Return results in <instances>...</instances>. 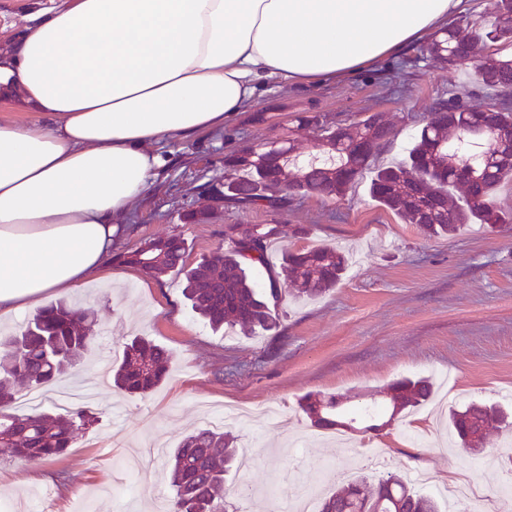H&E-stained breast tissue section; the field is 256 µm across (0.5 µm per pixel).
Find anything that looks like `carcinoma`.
Here are the masks:
<instances>
[{
    "label": "carcinoma",
    "instance_id": "carcinoma-1",
    "mask_svg": "<svg viewBox=\"0 0 512 512\" xmlns=\"http://www.w3.org/2000/svg\"><path fill=\"white\" fill-rule=\"evenodd\" d=\"M429 58L443 69H468L484 86L512 93V0H493V20L468 22L436 33L427 45ZM296 131L316 132L315 153L299 162L283 157L276 141L249 154L224 155L222 187L209 185L212 198L242 209L280 210L297 198L313 195L342 198L362 178L378 151L394 135L379 113L334 126L317 115L295 117ZM512 142V98L483 110L462 101H441L421 120L406 157L377 170L370 194L405 224L417 225L428 237H453L464 226L504 224L489 204L493 189L512 181V153L493 148ZM278 235L274 224H229L227 247L186 267L187 242L179 235L142 240L113 255L112 260L139 267L156 279L173 271L184 275V297L191 308L219 331H271L278 321L282 294L312 298L333 290L348 268L346 256L334 249L312 247L287 251L281 269L286 287L270 281L263 289L251 267L266 263L268 241ZM94 310L52 302L24 327L0 336V461L24 459L52 462L71 447L89 423L84 411L56 416L34 411L12 414L8 407L20 392L58 382L80 361L93 339ZM168 354L160 346L134 338L125 343L112 384L129 395H145L165 377ZM427 378H402L387 386L384 402L373 403L367 417L419 407L431 393ZM299 406L311 423L334 429L348 417L336 395L309 394ZM463 448H485L491 433L512 423L497 406L472 403L450 413ZM238 464L236 439L208 426L198 427L173 449L169 459L174 496L169 512H226L224 480ZM318 512H441L430 496L414 493L410 482L390 475L374 483L356 477L324 497Z\"/></svg>",
    "mask_w": 512,
    "mask_h": 512
}]
</instances>
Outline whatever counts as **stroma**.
<instances>
[{
	"label": "stroma",
	"mask_w": 512,
	"mask_h": 512,
	"mask_svg": "<svg viewBox=\"0 0 512 512\" xmlns=\"http://www.w3.org/2000/svg\"><path fill=\"white\" fill-rule=\"evenodd\" d=\"M455 97L480 108L499 101L471 72L441 70L418 45L341 82L263 91L223 130L164 145L168 164L133 203L113 251L178 235L192 265L224 246L226 225L275 224L267 263L252 270L259 282L280 275L287 250L327 246L353 262L322 297L283 298L277 328L252 335L213 332L184 298L177 271L158 280L136 267L123 280L104 277L65 293L95 311L84 364L62 381L66 389L93 388L79 402L92 423L55 462L0 463V503L39 487L47 492L39 512H79L83 502L90 512H157L156 494L173 496L164 451L228 405L271 404L284 419L228 424L256 455L226 483L237 512H265L267 489L292 495L313 486L325 496L352 472L376 480L422 469L432 489L464 477L486 493L511 479L512 434L472 454L455 446L447 412L470 403L512 408V223L430 238L380 206L366 177L344 197H306L275 212L219 205L207 191L224 180L225 153L286 135L301 112L327 123L380 113L395 136L372 166L391 165L406 156L419 117ZM191 208L210 211V219L186 222ZM135 336L165 348L169 370L151 393L120 396L98 380ZM404 377L431 378L436 393L448 395L447 411L433 416L423 405L385 430L361 433L313 427L299 408L308 393L344 395L356 406Z\"/></svg>",
	"instance_id": "1"
}]
</instances>
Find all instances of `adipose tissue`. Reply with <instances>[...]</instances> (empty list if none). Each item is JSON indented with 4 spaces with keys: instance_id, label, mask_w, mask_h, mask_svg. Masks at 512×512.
<instances>
[{
    "instance_id": "ef3b65f1",
    "label": "adipose tissue",
    "mask_w": 512,
    "mask_h": 512,
    "mask_svg": "<svg viewBox=\"0 0 512 512\" xmlns=\"http://www.w3.org/2000/svg\"><path fill=\"white\" fill-rule=\"evenodd\" d=\"M468 0H47L0 50V320L108 266L167 158L271 84L343 81L446 29Z\"/></svg>"
}]
</instances>
